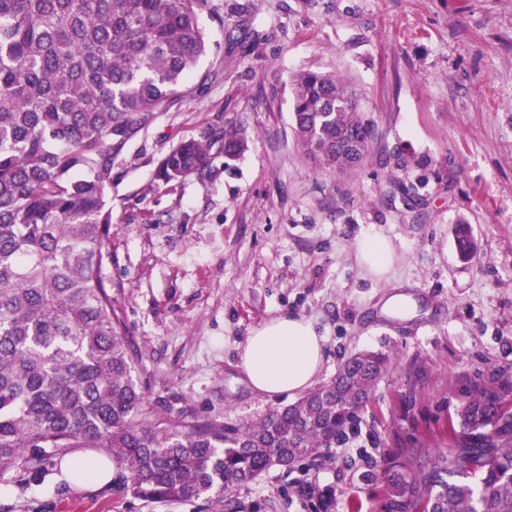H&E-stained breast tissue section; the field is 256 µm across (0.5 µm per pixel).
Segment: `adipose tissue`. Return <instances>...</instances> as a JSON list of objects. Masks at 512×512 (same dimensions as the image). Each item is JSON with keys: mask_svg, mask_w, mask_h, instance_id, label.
I'll list each match as a JSON object with an SVG mask.
<instances>
[{"mask_svg": "<svg viewBox=\"0 0 512 512\" xmlns=\"http://www.w3.org/2000/svg\"><path fill=\"white\" fill-rule=\"evenodd\" d=\"M324 343L310 320L280 315L246 337L239 347L240 365L258 393L295 395L311 387L319 376Z\"/></svg>", "mask_w": 512, "mask_h": 512, "instance_id": "adipose-tissue-1", "label": "adipose tissue"}]
</instances>
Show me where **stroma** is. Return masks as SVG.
Here are the masks:
<instances>
[{"mask_svg": "<svg viewBox=\"0 0 512 512\" xmlns=\"http://www.w3.org/2000/svg\"><path fill=\"white\" fill-rule=\"evenodd\" d=\"M206 89L163 112L112 182L106 269L150 405L199 423L254 422L292 404L249 384L238 347L289 313L325 338L317 385L352 355L388 356L371 402L323 456L275 467L222 501H149L118 469L94 490L58 461L0 476V512H383V449L443 448L474 386L512 380V0H209ZM355 88L374 138L357 169L307 158L291 79ZM243 123L248 148L174 186L159 159L214 122ZM471 227L462 260L455 228ZM379 234L384 278L356 244ZM402 312H384L395 293ZM360 261L375 276H384L395 262V253L383 236L375 234L364 237L357 244Z\"/></svg>", "mask_w": 512, "mask_h": 512, "instance_id": "stroma-1", "label": "stroma"}]
</instances>
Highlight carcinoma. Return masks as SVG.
Masks as SVG:
<instances>
[{
  "mask_svg": "<svg viewBox=\"0 0 512 512\" xmlns=\"http://www.w3.org/2000/svg\"><path fill=\"white\" fill-rule=\"evenodd\" d=\"M205 0H0V475L73 448L116 459L144 499L221 500L274 465L330 447L390 368L348 359L336 379L241 426L158 414L105 269L112 173L157 115L180 101L210 43ZM305 155L338 171L367 153L373 123L332 75L291 82ZM247 146L240 124H209L159 160L165 184L203 175ZM462 257L470 228L456 231ZM376 474L385 512H512V383L464 393L448 447L400 448Z\"/></svg>",
  "mask_w": 512,
  "mask_h": 512,
  "instance_id": "carcinoma-1",
  "label": "carcinoma"
}]
</instances>
